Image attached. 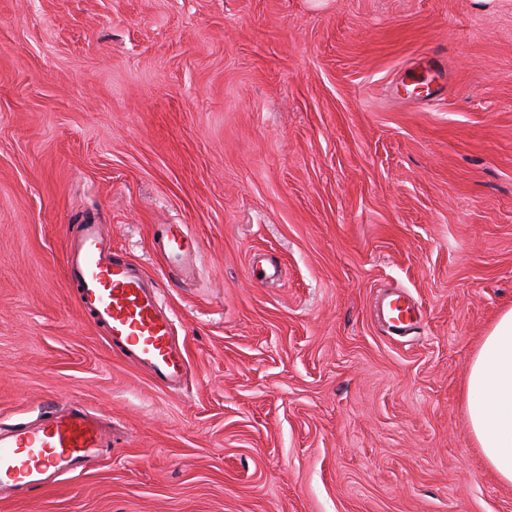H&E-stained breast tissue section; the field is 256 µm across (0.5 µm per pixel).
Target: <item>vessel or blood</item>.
<instances>
[{
  "label": "vessel or blood",
  "mask_w": 512,
  "mask_h": 512,
  "mask_svg": "<svg viewBox=\"0 0 512 512\" xmlns=\"http://www.w3.org/2000/svg\"><path fill=\"white\" fill-rule=\"evenodd\" d=\"M155 244L168 270L187 277L200 244L184 225H161ZM66 273L79 305L118 349L156 384L179 388L188 361L175 339L174 316L156 278L113 251L102 225H77L66 246ZM378 315L394 336L413 334L420 307L397 288L386 290ZM110 424L85 406L68 404L35 423L0 422V498L44 486L62 472H80L110 447Z\"/></svg>",
  "instance_id": "vessel-or-blood-1"
}]
</instances>
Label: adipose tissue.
I'll return each mask as SVG.
<instances>
[{"label": "adipose tissue", "instance_id": "ef3b65f1", "mask_svg": "<svg viewBox=\"0 0 512 512\" xmlns=\"http://www.w3.org/2000/svg\"><path fill=\"white\" fill-rule=\"evenodd\" d=\"M466 387L474 438L499 480L512 484V307L485 336Z\"/></svg>", "mask_w": 512, "mask_h": 512}]
</instances>
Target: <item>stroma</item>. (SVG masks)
Listing matches in <instances>:
<instances>
[{"mask_svg": "<svg viewBox=\"0 0 512 512\" xmlns=\"http://www.w3.org/2000/svg\"><path fill=\"white\" fill-rule=\"evenodd\" d=\"M86 218L160 282L183 388L79 308ZM511 307L512 0H0V419L112 423L0 512H512L464 385ZM155 244L168 270L183 279L188 277V267L199 260L201 253L197 238L183 224H160ZM378 316L392 336L413 334L422 320L420 307L398 288L385 291Z\"/></svg>", "mask_w": 512, "mask_h": 512, "instance_id": "35a3bbf8", "label": "stroma"}]
</instances>
